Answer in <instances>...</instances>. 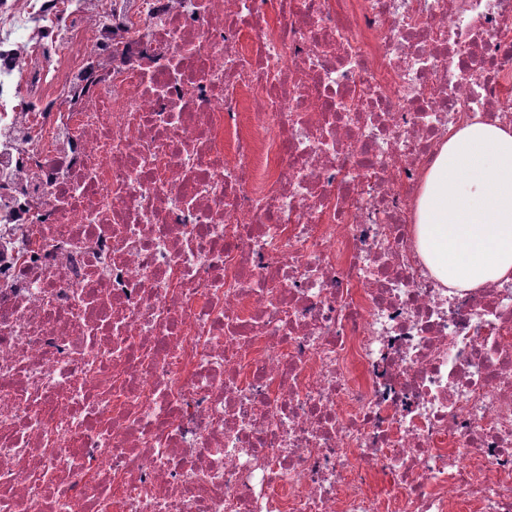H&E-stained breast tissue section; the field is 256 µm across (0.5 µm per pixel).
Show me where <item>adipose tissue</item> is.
Returning a JSON list of instances; mask_svg holds the SVG:
<instances>
[{
  "mask_svg": "<svg viewBox=\"0 0 512 512\" xmlns=\"http://www.w3.org/2000/svg\"><path fill=\"white\" fill-rule=\"evenodd\" d=\"M416 244L446 286L512 280V129L473 124L443 143L423 180Z\"/></svg>",
  "mask_w": 512,
  "mask_h": 512,
  "instance_id": "obj_1",
  "label": "adipose tissue"
}]
</instances>
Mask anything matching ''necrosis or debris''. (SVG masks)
Here are the masks:
<instances>
[{
  "instance_id": "necrosis-or-debris-1",
  "label": "necrosis or debris",
  "mask_w": 512,
  "mask_h": 512,
  "mask_svg": "<svg viewBox=\"0 0 512 512\" xmlns=\"http://www.w3.org/2000/svg\"><path fill=\"white\" fill-rule=\"evenodd\" d=\"M473 123L512 0H0V512H512V282L415 244Z\"/></svg>"
}]
</instances>
